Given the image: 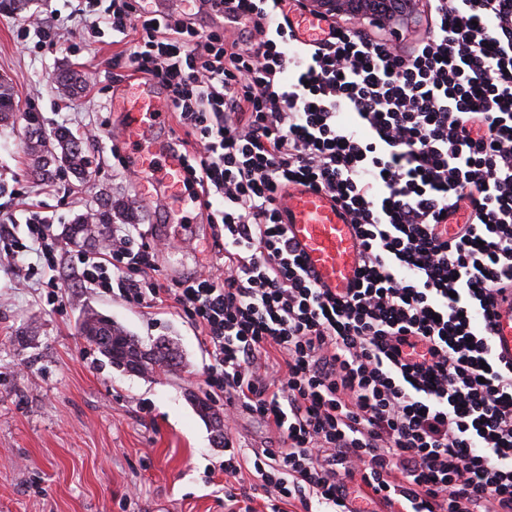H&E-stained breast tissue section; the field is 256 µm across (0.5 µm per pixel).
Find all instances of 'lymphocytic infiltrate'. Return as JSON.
Masks as SVG:
<instances>
[{"mask_svg":"<svg viewBox=\"0 0 512 512\" xmlns=\"http://www.w3.org/2000/svg\"><path fill=\"white\" fill-rule=\"evenodd\" d=\"M231 2L234 27L111 0L92 28L132 36L135 73L162 87L185 141L224 277L168 288L154 253L108 230L72 254L98 293L173 303L211 356L206 384L278 445L230 450L225 512H253L252 470L281 502L362 512H512V364L491 340L512 290V0H424L413 42L332 14L300 32L302 0ZM321 191L355 227L356 285L320 287L282 222L289 185ZM13 240L23 276L53 268L50 221Z\"/></svg>","mask_w":512,"mask_h":512,"instance_id":"lymphocytic-infiltrate-1","label":"lymphocytic infiltrate"}]
</instances>
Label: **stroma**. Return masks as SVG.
<instances>
[{
	"instance_id": "obj_1",
	"label": "stroma",
	"mask_w": 512,
	"mask_h": 512,
	"mask_svg": "<svg viewBox=\"0 0 512 512\" xmlns=\"http://www.w3.org/2000/svg\"><path fill=\"white\" fill-rule=\"evenodd\" d=\"M71 0H31L21 13L0 11V77L11 82L17 108L37 113L43 129L64 126L75 134L101 128L87 144V180L67 170L54 178L30 176V159L20 128L0 125V228L13 226L24 204L50 216L56 237L100 199L112 197L135 207L136 242L155 244L167 234L171 249L156 251V276L171 286L200 270L224 274V251L212 239L205 211L187 194L174 199L138 196L126 149H115L120 121L114 97L132 79L128 60L113 64L126 42L108 28L92 32L52 31L51 43L37 47L26 26L68 15ZM82 77L70 97L54 90L58 71ZM174 203L181 221L161 228L158 208ZM52 274L64 296L48 305L42 276L23 278L13 269L0 240V512H224V475L218 467L225 446L251 452L272 448L276 438L258 416L238 411L214 442L192 397L223 411V396L204 383L210 356L197 328L170 306L146 308L119 295L86 288L68 259ZM95 310L126 327L143 344L169 339L181 355L173 371L128 375L115 370L96 345L82 336L83 313Z\"/></svg>"
}]
</instances>
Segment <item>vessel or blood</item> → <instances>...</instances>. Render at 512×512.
<instances>
[{"label":"vessel or blood","instance_id":"obj_1","mask_svg":"<svg viewBox=\"0 0 512 512\" xmlns=\"http://www.w3.org/2000/svg\"><path fill=\"white\" fill-rule=\"evenodd\" d=\"M120 112L115 136L131 149L137 171L160 169L168 189H177L185 177L184 159L156 136L169 125L170 114L163 98L151 84H140L123 93L112 104ZM284 222L305 266L319 285L344 292L356 277L359 239L343 210L328 196L313 189H291ZM498 360L512 362V293L500 300L492 338Z\"/></svg>","mask_w":512,"mask_h":512}]
</instances>
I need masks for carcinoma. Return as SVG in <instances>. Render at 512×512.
<instances>
[{"mask_svg":"<svg viewBox=\"0 0 512 512\" xmlns=\"http://www.w3.org/2000/svg\"><path fill=\"white\" fill-rule=\"evenodd\" d=\"M76 89L77 77L72 71L66 70L57 76V92L60 96L67 97ZM17 119L23 120V131L37 134L34 145L26 147L31 156L33 176L44 178L63 167L80 177L87 172L85 142L63 128L47 134L42 129L37 113H18L12 86L1 78L0 122ZM130 213L131 208L126 202L108 198L95 213L96 230L84 227L82 218L78 217L69 229V234L74 237L95 232L104 236V225L113 223L115 217L126 219ZM81 333L118 370L145 374L156 366L165 367L169 371L178 366L177 354L166 341L156 340L146 349L138 338L106 316L93 312L85 314L81 322Z\"/></svg>","mask_w":512,"mask_h":512,"instance_id":"cac0c4a2","label":"carcinoma"}]
</instances>
